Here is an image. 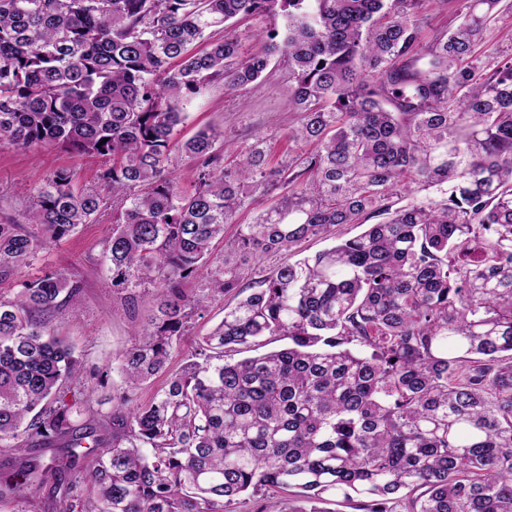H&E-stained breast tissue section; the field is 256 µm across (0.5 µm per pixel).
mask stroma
<instances>
[{"label": "stroma", "mask_w": 512, "mask_h": 512, "mask_svg": "<svg viewBox=\"0 0 512 512\" xmlns=\"http://www.w3.org/2000/svg\"><path fill=\"white\" fill-rule=\"evenodd\" d=\"M463 13L461 0H423L421 35L415 49L418 68H425L428 50L446 38L449 30L461 22ZM511 59L512 0H501L496 18L475 49L474 65L479 74L487 76ZM292 86L287 63L275 56L260 87L228 94L223 85L217 84L185 103L184 119L171 150L170 175L180 186H190L199 161L186 154L180 144L204 128L222 133L228 147L222 163L227 167L258 141L263 143L273 167L310 155L314 145L290 137L298 121L291 101ZM103 168L101 158L70 152L50 142L27 149L0 143V224L27 227V214L37 188L56 172H67L76 186L97 187ZM276 200L273 194H247L226 225L223 239L213 244L215 261H223L224 251L240 225L252 223L259 211ZM111 221L112 197L107 194L94 223L48 243L27 264L0 271V297L6 299L13 298L24 282L53 271H65L82 281L83 291L73 303L74 314L50 318L47 330L73 348L90 388L99 398L126 390L122 377L112 369V359L158 317L160 310V299L153 291L114 285L105 246L106 226ZM208 288V279L203 275L183 285L187 295L203 298L204 303L192 319L189 336L172 352V368L186 362L194 351L196 337L206 335L224 316L225 297L210 295Z\"/></svg>", "instance_id": "35a3bbf8"}]
</instances>
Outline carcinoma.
Instances as JSON below:
<instances>
[{
	"mask_svg": "<svg viewBox=\"0 0 512 512\" xmlns=\"http://www.w3.org/2000/svg\"><path fill=\"white\" fill-rule=\"evenodd\" d=\"M500 2L466 0L418 69L420 0H0V141L105 159L112 278L161 297V317L112 365L129 390L169 372L149 403L129 409L123 392L103 413L46 330L80 282L55 271L0 298V455L15 474L0 503L237 512L260 495L265 512H321L341 494L366 512H512V62L488 77L473 65ZM271 13L283 38L242 52L231 21ZM196 41L208 47L188 53ZM275 54L295 79L293 138L316 152L270 168L259 141L226 169L220 135L201 130L182 143L200 161L192 189L167 177L184 97L258 87ZM444 183V204L290 257L392 195ZM248 190L281 195L239 227L211 273V291L236 300L170 372L200 305L182 284L209 271ZM101 202L56 174L31 203L40 234L0 224V269L92 223ZM267 255L279 263L243 284L249 258ZM32 440L66 443V458L29 454ZM288 490L309 508L281 506Z\"/></svg>",
	"mask_w": 512,
	"mask_h": 512,
	"instance_id": "1",
	"label": "carcinoma"
}]
</instances>
